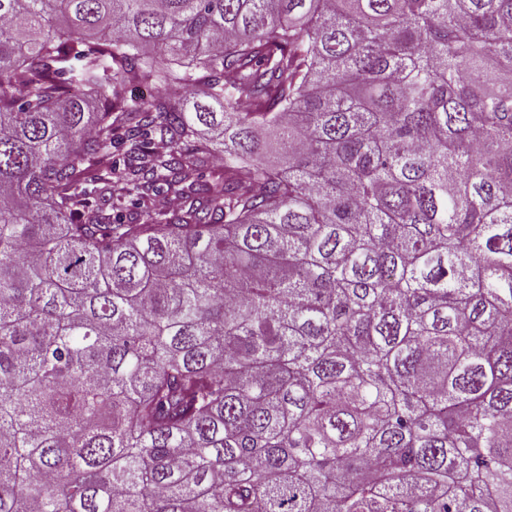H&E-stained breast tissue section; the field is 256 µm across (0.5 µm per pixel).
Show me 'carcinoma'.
<instances>
[{"instance_id":"obj_1","label":"carcinoma","mask_w":512,"mask_h":512,"mask_svg":"<svg viewBox=\"0 0 512 512\" xmlns=\"http://www.w3.org/2000/svg\"><path fill=\"white\" fill-rule=\"evenodd\" d=\"M0 512H512V0H0Z\"/></svg>"}]
</instances>
